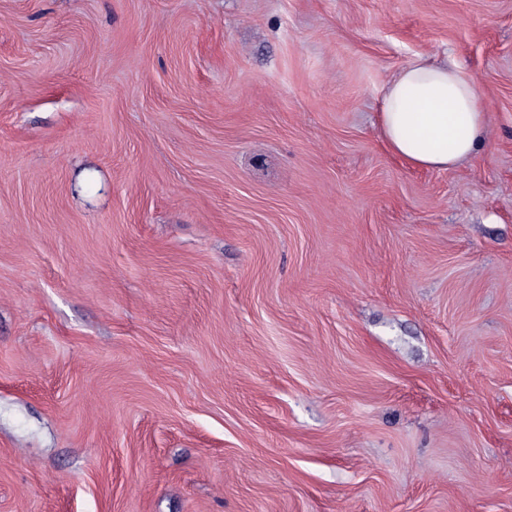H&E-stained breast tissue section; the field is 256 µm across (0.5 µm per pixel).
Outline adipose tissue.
I'll list each match as a JSON object with an SVG mask.
<instances>
[{"mask_svg": "<svg viewBox=\"0 0 512 512\" xmlns=\"http://www.w3.org/2000/svg\"><path fill=\"white\" fill-rule=\"evenodd\" d=\"M489 111L473 74L432 53L411 60L386 84L378 126L387 149L412 167L448 170L485 146Z\"/></svg>", "mask_w": 512, "mask_h": 512, "instance_id": "adipose-tissue-1", "label": "adipose tissue"}]
</instances>
